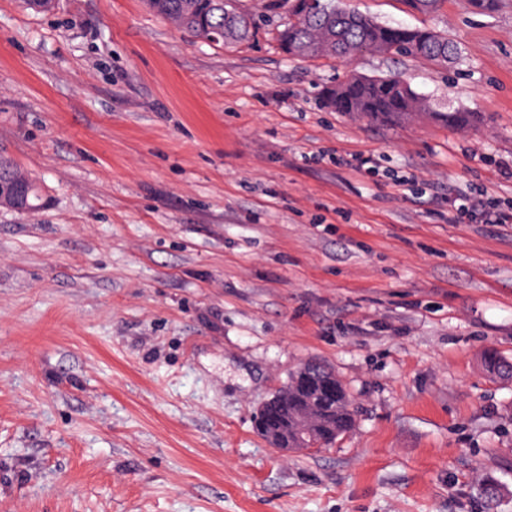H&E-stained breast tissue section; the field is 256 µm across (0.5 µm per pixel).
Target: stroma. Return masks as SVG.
I'll list each match as a JSON object with an SVG mask.
<instances>
[{"label": "stroma", "mask_w": 512, "mask_h": 512, "mask_svg": "<svg viewBox=\"0 0 512 512\" xmlns=\"http://www.w3.org/2000/svg\"><path fill=\"white\" fill-rule=\"evenodd\" d=\"M342 2L463 61H294L272 25L220 48L143 0H0V155L47 198L0 208V512H512V379L482 359L512 360V224L451 206L512 208V0ZM352 69L485 122L324 109ZM311 361L355 426L284 456L255 412ZM457 202H459L457 204ZM453 206L456 210V218L462 216H471L476 211L481 216L482 224H511L512 211H503L495 204L486 202L482 199L474 198L470 200L466 195L457 196L453 200Z\"/></svg>", "instance_id": "obj_1"}]
</instances>
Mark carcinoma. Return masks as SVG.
Wrapping results in <instances>:
<instances>
[{
	"instance_id": "carcinoma-1",
	"label": "carcinoma",
	"mask_w": 512,
	"mask_h": 512,
	"mask_svg": "<svg viewBox=\"0 0 512 512\" xmlns=\"http://www.w3.org/2000/svg\"><path fill=\"white\" fill-rule=\"evenodd\" d=\"M238 0H145L146 7L177 30L215 46H239L253 40L266 14L284 17L276 33L280 50L288 58L304 61L313 58H334L350 62L374 54L402 56L431 62L442 68L455 62L461 50L458 44L429 27L390 26L375 18L348 10L336 0H320L319 7L300 17L290 15L300 7V0H259L258 11L240 9ZM414 12L424 15L438 10L441 0H404ZM323 103L333 112L356 115L371 121L393 123L405 120L430 105L427 97L412 88L396 72L367 76L351 72L343 81L326 88ZM452 128L471 126L475 114L465 109H452L439 114ZM27 181L21 209L34 210L43 205L41 185L9 159L0 156V181ZM484 362L495 374L512 378V361L494 351L485 353ZM312 376L336 380V393L324 400L328 429L320 437L323 447L332 445L355 425L352 401L341 381L326 366L308 364Z\"/></svg>"
}]
</instances>
